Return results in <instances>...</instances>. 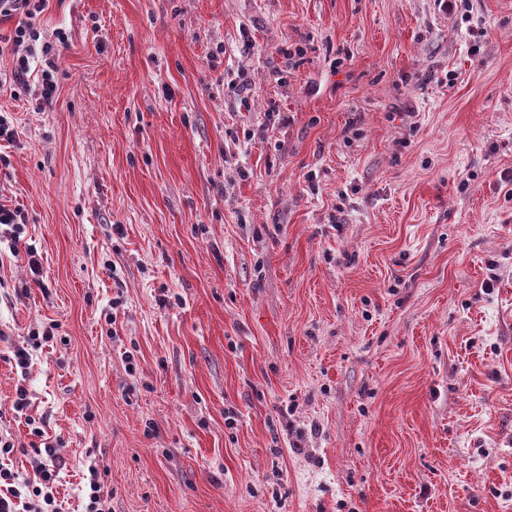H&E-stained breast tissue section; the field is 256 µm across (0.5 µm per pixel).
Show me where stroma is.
<instances>
[{"label": "stroma", "mask_w": 512, "mask_h": 512, "mask_svg": "<svg viewBox=\"0 0 512 512\" xmlns=\"http://www.w3.org/2000/svg\"><path fill=\"white\" fill-rule=\"evenodd\" d=\"M36 28L67 35L52 107L0 90L41 262L0 224L10 468L37 427L67 512L95 476L110 512H512V0H49Z\"/></svg>", "instance_id": "stroma-1"}]
</instances>
